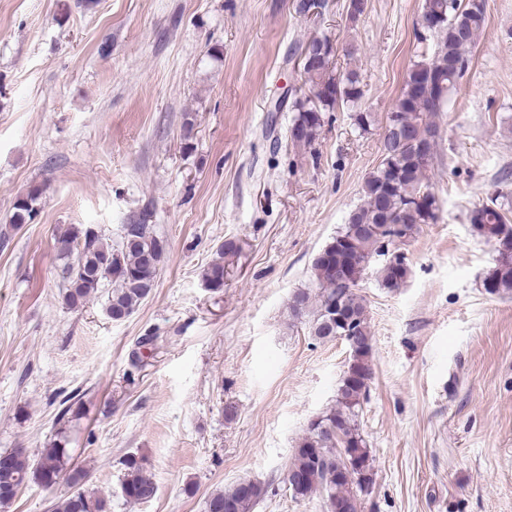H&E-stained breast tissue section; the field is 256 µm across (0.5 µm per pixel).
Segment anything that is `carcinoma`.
<instances>
[{"label":"carcinoma","instance_id":"1","mask_svg":"<svg viewBox=\"0 0 512 512\" xmlns=\"http://www.w3.org/2000/svg\"><path fill=\"white\" fill-rule=\"evenodd\" d=\"M487 19L486 0H422L418 43L435 42L433 53L423 50L406 71L395 106L388 113L381 140L382 160L363 185V199L347 224L315 255L311 264L315 288L296 291L288 302L292 319L307 325L318 341L336 339L345 330L350 360L336 395V405L311 420L297 442L287 470L302 476L291 488L296 498L322 496L325 512H358L356 489L371 482L369 451L359 427V410L367 397L371 378L369 359L372 334L358 282L371 262L386 255L394 238L411 236L420 224L438 220L436 201L426 183L424 169L439 136L437 118L448 97L463 78L469 49ZM315 37L301 56L310 60L305 70L307 95L293 101L297 112L289 129L293 144L311 147L320 136L323 114L354 104L364 95L362 80L353 69L333 65L334 55L321 52ZM42 194L31 188L17 199L15 224L31 222ZM512 190L501 187L469 216L477 234L495 245L496 263L484 279L490 294L512 291ZM133 241L111 244L85 226L67 229L58 238L65 260L62 300L69 308L82 306L98 288L110 284L103 310L108 318L118 313L130 317L155 288L166 245L147 215L132 220ZM238 251L235 240H225L217 257L203 273L205 284L219 290L228 273L226 258ZM380 285L390 291L406 281L404 254H396L377 269ZM9 460L0 467V506L11 504L14 489L33 481L51 487L62 481L73 491L52 506V512H110V501L86 494L85 473L66 467L67 451L53 440L30 458L25 449L4 450ZM121 497L127 504L152 499L157 491L145 457L130 453L120 460ZM263 489L238 481L211 494L205 512H253Z\"/></svg>","mask_w":512,"mask_h":512}]
</instances>
